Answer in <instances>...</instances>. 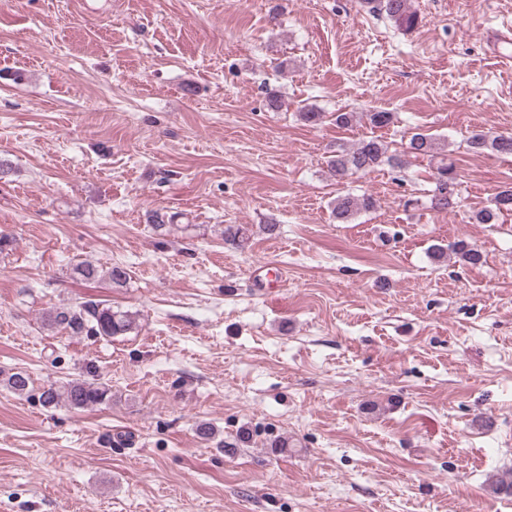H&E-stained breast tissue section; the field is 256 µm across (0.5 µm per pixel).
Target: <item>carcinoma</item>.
I'll list each match as a JSON object with an SVG mask.
<instances>
[{"instance_id":"carcinoma-1","label":"carcinoma","mask_w":512,"mask_h":512,"mask_svg":"<svg viewBox=\"0 0 512 512\" xmlns=\"http://www.w3.org/2000/svg\"><path fill=\"white\" fill-rule=\"evenodd\" d=\"M375 4L376 10L393 20L400 27L410 30L418 25V16L411 10L409 0H368ZM474 151L485 149L501 155H512V135L488 136L475 134L469 140ZM409 152L420 155H433L438 150L435 139L427 134L415 132L407 143ZM382 163L392 167L402 166L400 155L388 154V147L378 139H363L355 147L335 155L329 166L333 174L343 179L358 173L368 172ZM456 173L454 164L441 162L437 167L436 186L433 200L435 206L448 208L455 204L457 196ZM375 207V200L368 194L354 195L350 192L340 194L333 201L332 213L336 221L346 222L354 216L368 212ZM512 212V186H503L493 198V207L474 215L477 224H494L500 214ZM248 226L227 224L224 226V241L242 245L248 239ZM452 251L466 264L477 265L482 262L481 251L460 240L452 245ZM134 319L125 311L114 310L99 301L87 300L75 307H60L49 311L44 325L50 328H63L75 336L93 333L98 336H118L133 328ZM6 387L17 395L29 392L30 377L18 371L5 379ZM39 400L45 407H53L59 402L67 403L71 408L82 410L93 408L112 401V389L109 385L87 379H75L62 386L51 383L43 387Z\"/></svg>"}]
</instances>
